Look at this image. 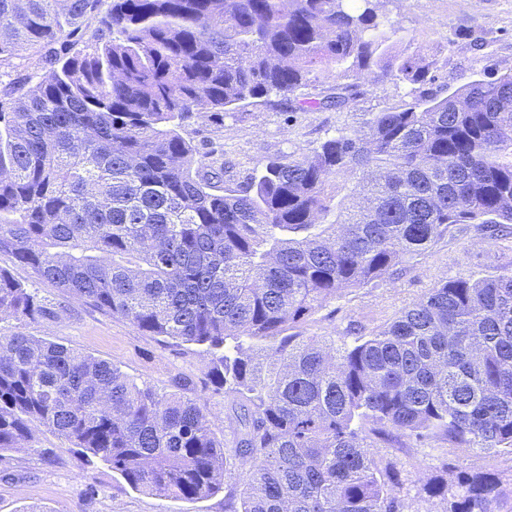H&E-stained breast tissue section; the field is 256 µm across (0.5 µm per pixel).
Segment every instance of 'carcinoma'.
<instances>
[{"label":"carcinoma","mask_w":512,"mask_h":512,"mask_svg":"<svg viewBox=\"0 0 512 512\" xmlns=\"http://www.w3.org/2000/svg\"><path fill=\"white\" fill-rule=\"evenodd\" d=\"M0 0V65L66 39L0 111V254L138 330L202 349L234 411L226 444L205 407L139 386L47 339L0 336V451L38 423L133 490L224 512H404L411 489L376 449L441 441L512 455V269L442 278L382 327L292 332L341 288L400 273L457 224L512 235V73L374 112L313 156L268 161L236 188L197 168L183 128L204 110L289 97L320 71L426 81L393 63L380 0ZM349 173L351 188L336 182ZM37 294L0 268V315L38 319ZM443 512H498L500 477L431 478Z\"/></svg>","instance_id":"cac0c4a2"}]
</instances>
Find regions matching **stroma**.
<instances>
[{"mask_svg": "<svg viewBox=\"0 0 512 512\" xmlns=\"http://www.w3.org/2000/svg\"><path fill=\"white\" fill-rule=\"evenodd\" d=\"M380 10L400 29L393 55L415 54L431 63V81L365 82L357 97L328 108L321 101L335 93L337 79L323 74L288 99L274 94L234 111L201 114L186 135L202 152L203 165L223 167L225 185L236 187L269 160L309 156L330 136L362 131L371 113L404 108L421 93L443 97L467 81L512 72V0H382ZM49 60L48 49L18 47L0 65V106L10 107L14 97L34 89ZM0 266L36 292L45 309L33 322L0 318V336L22 332L45 338L112 362L136 383L200 399L216 435L232 441L231 412L223 395L208 388V359L200 348L161 342L121 317L71 300L8 255H0ZM511 268L512 240L495 241L481 226L461 224L407 260L401 274L337 292L299 330L305 336L367 332L419 302L441 277ZM32 434L26 448L0 453V512H224L223 494L175 500L140 493L108 465L67 450L47 428L33 425ZM379 454L405 480L478 466L512 487V455L443 443L383 448Z\"/></svg>", "mask_w": 512, "mask_h": 512, "instance_id": "1", "label": "stroma"}]
</instances>
